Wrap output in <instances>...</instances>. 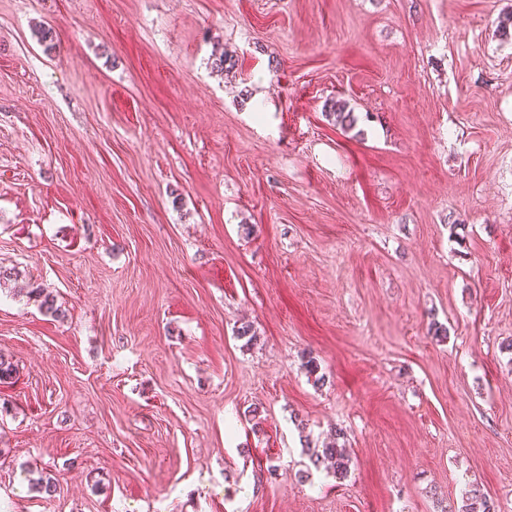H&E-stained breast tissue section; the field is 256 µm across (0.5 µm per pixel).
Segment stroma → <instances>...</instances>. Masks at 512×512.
I'll return each mask as SVG.
<instances>
[{
  "label": "stroma",
  "mask_w": 512,
  "mask_h": 512,
  "mask_svg": "<svg viewBox=\"0 0 512 512\" xmlns=\"http://www.w3.org/2000/svg\"><path fill=\"white\" fill-rule=\"evenodd\" d=\"M511 15L0 0V512H512ZM309 458L316 469L326 461H330L337 478L343 479L347 477L350 457L347 448L344 445H339L337 441H333L322 448L321 452L318 450L312 451L309 454ZM461 509L457 512H495L493 504L489 502L486 496L481 492L478 486L472 485L465 492Z\"/></svg>",
  "instance_id": "35a3bbf8"
}]
</instances>
